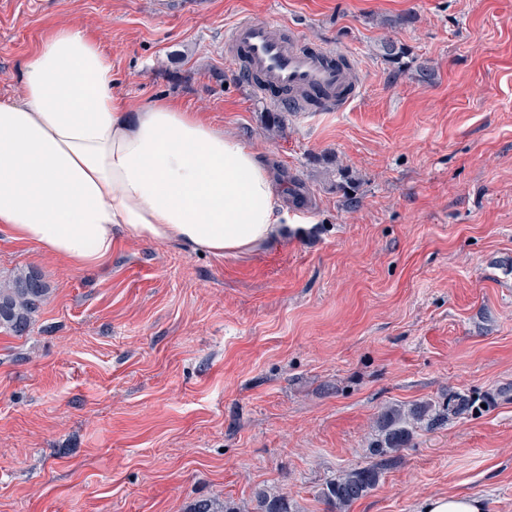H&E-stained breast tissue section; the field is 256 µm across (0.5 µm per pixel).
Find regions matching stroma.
Listing matches in <instances>:
<instances>
[{
  "mask_svg": "<svg viewBox=\"0 0 512 512\" xmlns=\"http://www.w3.org/2000/svg\"><path fill=\"white\" fill-rule=\"evenodd\" d=\"M158 2L0 0V100L79 27L131 111L167 98L258 150L292 219L224 257L118 232L88 268L0 231V276L32 268L50 289L27 335L0 331V512L261 491L330 512L320 489L366 463L386 407L451 392L495 405L416 431L348 512L456 492L512 512V0ZM241 15L350 56L358 97L265 131L279 104L226 59ZM339 165L357 206L329 189Z\"/></svg>",
  "mask_w": 512,
  "mask_h": 512,
  "instance_id": "obj_1",
  "label": "stroma"
}]
</instances>
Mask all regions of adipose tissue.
<instances>
[{
    "instance_id": "adipose-tissue-1",
    "label": "adipose tissue",
    "mask_w": 512,
    "mask_h": 512,
    "mask_svg": "<svg viewBox=\"0 0 512 512\" xmlns=\"http://www.w3.org/2000/svg\"><path fill=\"white\" fill-rule=\"evenodd\" d=\"M0 101V228L75 267L112 231L218 257L276 239L289 215L260 153L170 101L129 114L112 57L63 28Z\"/></svg>"
}]
</instances>
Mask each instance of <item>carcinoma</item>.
I'll use <instances>...</instances> for the list:
<instances>
[{
	"label": "carcinoma",
	"mask_w": 512,
	"mask_h": 512,
	"mask_svg": "<svg viewBox=\"0 0 512 512\" xmlns=\"http://www.w3.org/2000/svg\"><path fill=\"white\" fill-rule=\"evenodd\" d=\"M383 58L395 66L396 72L404 67L407 50L397 42L382 44ZM336 192L342 194L351 206L357 203L352 195L354 180L346 171L336 169ZM49 293L41 275L33 269H20L0 279V328L15 336L26 334ZM479 409L477 399L466 394L450 393L444 401H426L405 408L390 407L376 421L378 437L370 450V461L364 466L344 471L326 484L321 497L337 512H344L354 502L375 488L386 470L396 464L392 454L407 447L416 429H435L452 418ZM193 512H241V507L208 499L197 502ZM256 512H290L288 502L278 497H259Z\"/></svg>",
	"instance_id": "cac0c4a2"
}]
</instances>
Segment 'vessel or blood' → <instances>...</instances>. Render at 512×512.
I'll return each instance as SVG.
<instances>
[{
    "label": "vessel or blood",
    "mask_w": 512,
    "mask_h": 512,
    "mask_svg": "<svg viewBox=\"0 0 512 512\" xmlns=\"http://www.w3.org/2000/svg\"><path fill=\"white\" fill-rule=\"evenodd\" d=\"M226 42L235 55L244 56L251 71L269 86L299 93L320 89L338 95L352 78L348 69L335 65V48L294 49L267 21L240 18L230 27Z\"/></svg>",
    "instance_id": "1"
}]
</instances>
